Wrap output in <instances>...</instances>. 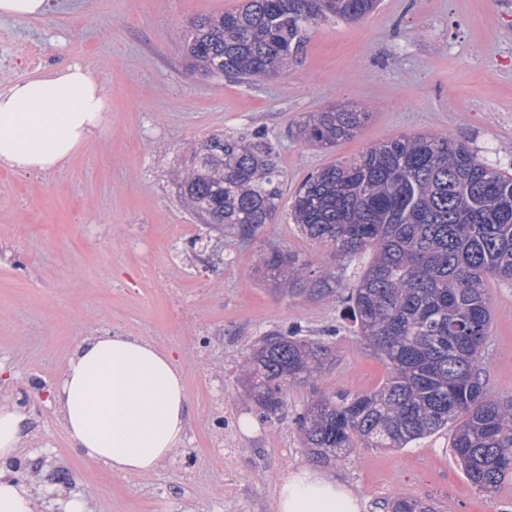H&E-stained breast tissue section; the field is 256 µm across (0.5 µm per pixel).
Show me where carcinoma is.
I'll list each match as a JSON object with an SVG mask.
<instances>
[{
    "instance_id": "1",
    "label": "carcinoma",
    "mask_w": 512,
    "mask_h": 512,
    "mask_svg": "<svg viewBox=\"0 0 512 512\" xmlns=\"http://www.w3.org/2000/svg\"><path fill=\"white\" fill-rule=\"evenodd\" d=\"M243 0L183 33L191 66L211 77L276 76L302 54L311 24L326 16L362 19L378 0ZM331 107L303 121L298 135L318 147L351 139L368 119ZM176 175L178 197L208 224L250 240L272 223L285 193L274 149L260 137L214 134L192 147ZM291 216L306 237L332 247L341 264L371 260L344 287L358 335L387 370L383 386L351 399L311 400L296 425L304 447L329 463L359 442L400 450L450 426V448L471 484L491 495L512 479V399L489 397L483 352L490 339L488 284H512V173L487 164L446 134L403 135L357 158L328 165L295 192ZM276 248L262 274L321 294L341 285L336 267L316 278ZM300 329L264 335L244 359L260 417L286 405V389L308 382L326 356ZM15 475L43 466L15 460ZM388 512H433L403 494Z\"/></svg>"
}]
</instances>
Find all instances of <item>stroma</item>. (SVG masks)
<instances>
[{
    "label": "stroma",
    "mask_w": 512,
    "mask_h": 512,
    "mask_svg": "<svg viewBox=\"0 0 512 512\" xmlns=\"http://www.w3.org/2000/svg\"><path fill=\"white\" fill-rule=\"evenodd\" d=\"M240 0H50L38 19L0 16L36 42L38 65L0 42V88L81 62L109 101L107 124L61 168L25 175L0 167V400L30 389L28 448L70 474L63 495L86 512H274L281 477L312 464L295 418L315 395L380 387L383 363L358 339L340 293L285 291L262 279L267 250L318 272L330 246L306 238L290 193L312 172L400 135L441 133L512 172V0H381L369 16L317 21L287 73L239 82L208 78L186 59L179 34ZM369 109L336 147L296 135L327 107ZM267 137L287 180L274 223L246 241L195 218L172 174L189 147L216 133ZM493 323L482 360L491 398H512V286L489 287ZM298 325L329 355L314 382L290 386L287 406L260 421L242 364L264 334ZM332 337H325V330ZM89 333L145 337L181 368L190 402L187 441L154 473L113 474L71 447L45 402L72 350ZM224 417L216 431L212 416ZM254 423L252 433L240 428ZM222 433L234 469L212 449ZM443 429L401 450L356 445L328 472L355 491L361 512H385L401 491L436 512H512V481L494 495L472 486Z\"/></svg>",
    "instance_id": "1"
}]
</instances>
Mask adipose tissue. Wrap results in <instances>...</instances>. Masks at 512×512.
<instances>
[{"mask_svg": "<svg viewBox=\"0 0 512 512\" xmlns=\"http://www.w3.org/2000/svg\"><path fill=\"white\" fill-rule=\"evenodd\" d=\"M108 121V97L83 64L0 90V166L49 173ZM48 401L72 448L125 476L155 472L187 439L190 407L172 355L137 336L92 334L75 347ZM26 409L0 404V512H34L10 468L28 435ZM274 512H361V500L318 468L291 470Z\"/></svg>", "mask_w": 512, "mask_h": 512, "instance_id": "1", "label": "adipose tissue"}]
</instances>
